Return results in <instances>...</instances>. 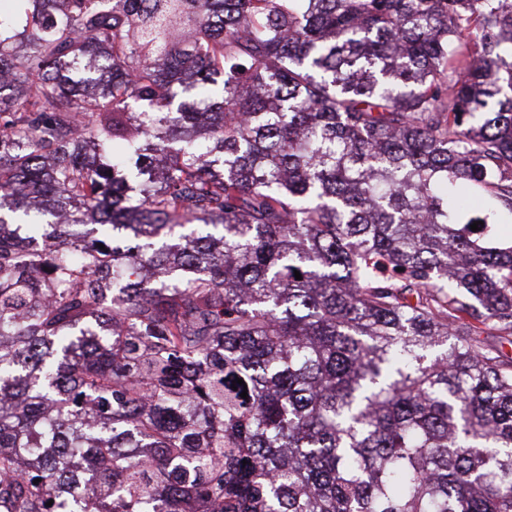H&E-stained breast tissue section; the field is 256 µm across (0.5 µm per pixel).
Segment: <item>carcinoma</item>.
<instances>
[{"instance_id":"cac0c4a2","label":"carcinoma","mask_w":512,"mask_h":512,"mask_svg":"<svg viewBox=\"0 0 512 512\" xmlns=\"http://www.w3.org/2000/svg\"><path fill=\"white\" fill-rule=\"evenodd\" d=\"M14 2L0 501L512 512V0Z\"/></svg>"}]
</instances>
